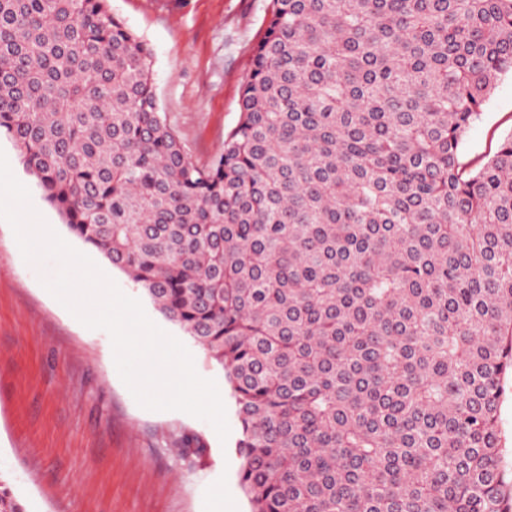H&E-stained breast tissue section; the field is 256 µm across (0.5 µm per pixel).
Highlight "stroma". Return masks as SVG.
<instances>
[{"label":"stroma","instance_id":"obj_1","mask_svg":"<svg viewBox=\"0 0 512 512\" xmlns=\"http://www.w3.org/2000/svg\"><path fill=\"white\" fill-rule=\"evenodd\" d=\"M153 52L161 112L206 163L239 120V97L271 0H109ZM512 131V79L469 129L461 162L483 164ZM33 208L74 249L62 216L0 136ZM62 263L28 262L0 220V480L26 512H247L234 451L239 436L224 373L197 346L196 372L225 394L227 440L180 411L141 407L121 380L107 331L91 330L45 288ZM199 450L185 456V440Z\"/></svg>","mask_w":512,"mask_h":512}]
</instances>
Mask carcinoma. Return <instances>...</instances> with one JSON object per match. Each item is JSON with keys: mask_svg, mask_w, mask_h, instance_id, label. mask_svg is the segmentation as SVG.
<instances>
[{"mask_svg": "<svg viewBox=\"0 0 512 512\" xmlns=\"http://www.w3.org/2000/svg\"><path fill=\"white\" fill-rule=\"evenodd\" d=\"M108 0H0V132L222 368L250 512H512V0H272L201 165ZM0 512H25L0 484ZM512 131V79L502 80L481 118L469 129L461 162L467 170L479 167L492 154L502 137ZM499 425L502 444L508 461L512 460V380L507 379L505 394L500 403Z\"/></svg>", "mask_w": 512, "mask_h": 512, "instance_id": "cac0c4a2", "label": "carcinoma"}]
</instances>
